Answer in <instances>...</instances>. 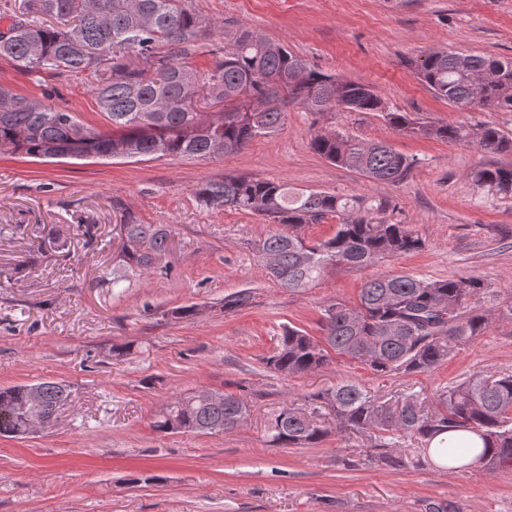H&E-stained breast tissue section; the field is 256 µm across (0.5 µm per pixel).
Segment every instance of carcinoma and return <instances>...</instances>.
Listing matches in <instances>:
<instances>
[{
  "label": "carcinoma",
  "instance_id": "cac0c4a2",
  "mask_svg": "<svg viewBox=\"0 0 512 512\" xmlns=\"http://www.w3.org/2000/svg\"><path fill=\"white\" fill-rule=\"evenodd\" d=\"M0 57L25 74L52 72L97 76L93 88L110 129L86 126L70 112L0 86V155L40 159L83 158L78 145L93 140L104 159L200 158L235 155L256 138L276 133L287 103L313 114L382 112L410 138L468 142L491 153H512V138L491 125L430 123L387 110L375 90L312 68L280 42L245 29L224 45V55L201 72L179 59L185 48L212 30L186 0H22L0 14ZM414 67L436 97L460 109L512 111V60L456 51L433 52ZM265 98L269 107L251 111ZM218 107L200 110L199 102ZM311 148L326 161L354 169L375 182L397 183L414 160L383 141H364L319 130ZM474 184L512 196V166L475 170ZM206 205L260 217L273 226L254 242L267 273L281 287L302 291L330 266L365 268L412 254L425 240L409 224L383 216L390 204L321 190H293L285 182L226 176L200 184ZM336 219L335 232L312 241L302 229ZM167 224H140L123 216L112 287L139 281L161 268L172 242ZM497 291L475 277L430 280L413 274L378 276L361 288L354 305L336 301L321 310V336L286 326L266 367L283 377L314 373L343 356L377 376L420 375L450 360L483 335L490 314L481 302ZM243 290L224 297V312L251 304ZM39 411L50 416L67 404V385L43 381L0 388V436L26 434L31 389ZM306 414L283 408L267 427L272 444L311 447L329 431L369 437L378 462L406 466L429 459L442 468L478 465L487 471L512 465V374L472 376L439 391L435 404L416 393L382 401L355 382L315 395ZM250 416L241 395L209 399L202 392L171 399L153 427L166 434H228ZM417 440L408 448L405 440Z\"/></svg>",
  "mask_w": 512,
  "mask_h": 512
}]
</instances>
